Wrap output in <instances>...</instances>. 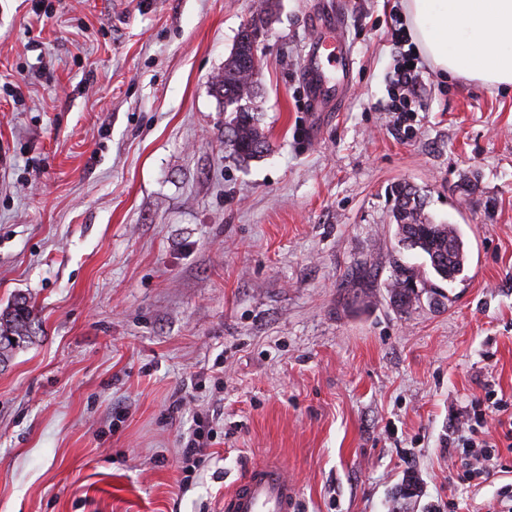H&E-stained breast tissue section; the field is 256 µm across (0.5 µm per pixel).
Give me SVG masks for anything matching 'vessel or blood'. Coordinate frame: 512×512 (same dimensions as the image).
Returning a JSON list of instances; mask_svg holds the SVG:
<instances>
[{
  "mask_svg": "<svg viewBox=\"0 0 512 512\" xmlns=\"http://www.w3.org/2000/svg\"><path fill=\"white\" fill-rule=\"evenodd\" d=\"M302 65V81L308 90L312 111L341 98L337 78H348L352 56L342 45V19L332 15L322 22ZM296 489L288 480L282 463L270 460L251 470L234 491L224 499V512H293Z\"/></svg>",
  "mask_w": 512,
  "mask_h": 512,
  "instance_id": "b4317fda",
  "label": "vessel or blood"
}]
</instances>
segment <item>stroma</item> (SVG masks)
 Returning <instances> with one entry per match:
<instances>
[{
  "label": "stroma",
  "instance_id": "1",
  "mask_svg": "<svg viewBox=\"0 0 512 512\" xmlns=\"http://www.w3.org/2000/svg\"><path fill=\"white\" fill-rule=\"evenodd\" d=\"M252 108L224 143L211 78L259 0H0V313L39 329L0 363V512H221L284 463L295 512H507L448 437L512 402V88L422 63L388 111L402 0H274ZM344 16L340 110L308 108L316 19ZM469 245L442 305L398 312L391 186ZM209 454L184 480L203 416Z\"/></svg>",
  "mask_w": 512,
  "mask_h": 512
}]
</instances>
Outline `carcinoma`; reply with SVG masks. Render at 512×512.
<instances>
[{"label":"carcinoma","instance_id":"cac0c4a2","mask_svg":"<svg viewBox=\"0 0 512 512\" xmlns=\"http://www.w3.org/2000/svg\"><path fill=\"white\" fill-rule=\"evenodd\" d=\"M274 0H262L257 16L238 34L224 70L212 78L215 93L224 100V127L228 132L232 154L247 162L261 157L269 143L260 125L258 113L237 108L243 80L249 76L252 53V30L263 26L272 17ZM393 222L398 242L425 258L423 265H411L401 259L392 261V274L387 282L394 306L409 312L420 304L421 296L438 295L433 280L452 283L464 271L467 259L466 242L452 224L438 223L425 212V200L412 186L398 184L392 191ZM35 315L24 298L12 310L0 314V362L9 359L12 350L33 334Z\"/></svg>","mask_w":512,"mask_h":512}]
</instances>
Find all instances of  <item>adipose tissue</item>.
<instances>
[{
  "label": "adipose tissue",
  "instance_id": "obj_1",
  "mask_svg": "<svg viewBox=\"0 0 512 512\" xmlns=\"http://www.w3.org/2000/svg\"><path fill=\"white\" fill-rule=\"evenodd\" d=\"M407 33L441 75L512 86V0H404Z\"/></svg>",
  "mask_w": 512,
  "mask_h": 512
}]
</instances>
